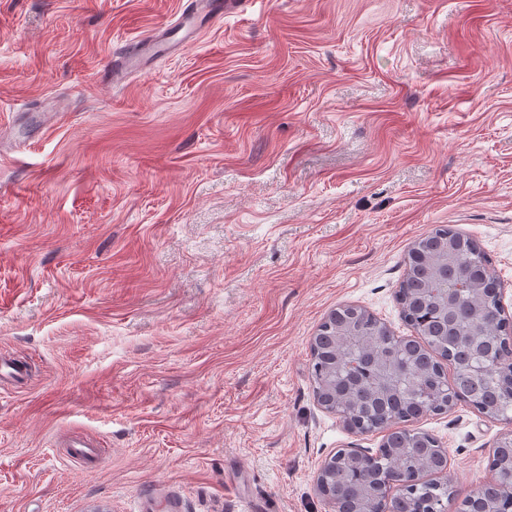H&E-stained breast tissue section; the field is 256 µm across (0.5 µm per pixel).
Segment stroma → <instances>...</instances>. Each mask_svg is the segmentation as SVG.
Here are the masks:
<instances>
[{
	"label": "stroma",
	"mask_w": 512,
	"mask_h": 512,
	"mask_svg": "<svg viewBox=\"0 0 512 512\" xmlns=\"http://www.w3.org/2000/svg\"><path fill=\"white\" fill-rule=\"evenodd\" d=\"M187 0H0V512H331L337 305L396 335L405 255L475 240L512 318V0H254L121 87ZM466 495L512 423L422 418ZM100 460H78L72 436ZM332 457L333 455L326 459L316 473L315 487L319 496L322 497L327 502V504L333 507L332 511H336V499L334 498L331 489L333 483L331 479L333 474L332 469L328 468V464Z\"/></svg>",
	"instance_id": "stroma-1"
}]
</instances>
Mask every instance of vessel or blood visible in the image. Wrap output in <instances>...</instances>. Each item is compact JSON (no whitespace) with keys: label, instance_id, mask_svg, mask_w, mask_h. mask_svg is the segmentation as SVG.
Here are the masks:
<instances>
[{"label":"vessel or blood","instance_id":"1","mask_svg":"<svg viewBox=\"0 0 512 512\" xmlns=\"http://www.w3.org/2000/svg\"><path fill=\"white\" fill-rule=\"evenodd\" d=\"M252 0H194L191 13L180 14L169 25L165 33L148 34L131 43L129 49L105 73L107 80L125 82L129 75L144 71L150 60L166 54L196 40L202 30L226 16L244 11Z\"/></svg>","mask_w":512,"mask_h":512}]
</instances>
